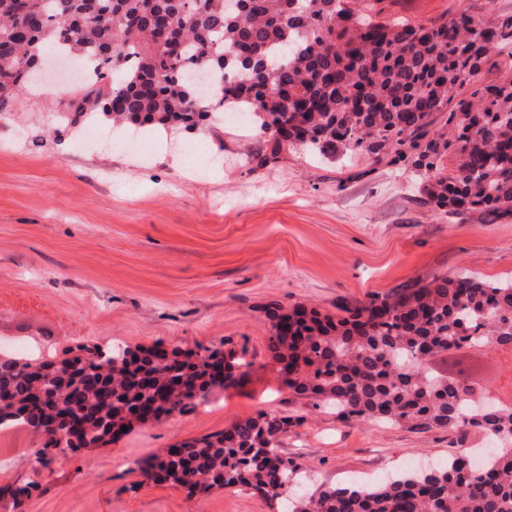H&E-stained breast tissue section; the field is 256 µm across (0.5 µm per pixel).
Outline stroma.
<instances>
[{"label": "stroma", "instance_id": "1", "mask_svg": "<svg viewBox=\"0 0 512 512\" xmlns=\"http://www.w3.org/2000/svg\"><path fill=\"white\" fill-rule=\"evenodd\" d=\"M512 13V0H383L420 23L461 9ZM72 79L17 94L0 112V338L5 354L55 359L79 345L247 348L249 367L204 407L133 423L112 442L34 464L44 437L0 431V486L33 479L0 512H282L246 487L188 496L146 479L136 461L261 412L300 417L281 438L299 463L293 494L378 482L482 448V434L342 421L278 379L263 312L275 302L336 313L460 270L512 276V221L446 214L412 169L365 154L274 149L258 126L210 119L150 152L99 147L57 122Z\"/></svg>", "mask_w": 512, "mask_h": 512}]
</instances>
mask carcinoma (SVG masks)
I'll list each match as a JSON object with an SVG mask.
<instances>
[{
  "mask_svg": "<svg viewBox=\"0 0 512 512\" xmlns=\"http://www.w3.org/2000/svg\"><path fill=\"white\" fill-rule=\"evenodd\" d=\"M0 0V112L34 79L24 65L50 42L89 61L93 77L73 100L77 122L103 114L135 129L190 127L214 111L196 105L198 68L214 67L223 106L239 105L275 145L326 154L364 151L377 163H408L445 213L512 220V14L462 10L451 20L379 21L362 0ZM455 159L453 170L445 166ZM268 350L281 384L362 423L403 424L491 437L460 448L427 473L367 486L327 487L288 499L287 512H512V406L479 405L489 385L471 375L470 349L512 348V279L473 273L377 295L340 316L272 303ZM85 359L34 363L0 357V427L45 432L76 418L90 442L130 426L195 410L250 365L247 351L201 345L86 348ZM300 418L266 412L189 438L136 462L145 477L188 493L252 488L273 501L297 472L280 439ZM72 449L45 440L46 467ZM37 482L0 487L18 502Z\"/></svg>",
  "mask_w": 512,
  "mask_h": 512,
  "instance_id": "carcinoma-1",
  "label": "carcinoma"
}]
</instances>
